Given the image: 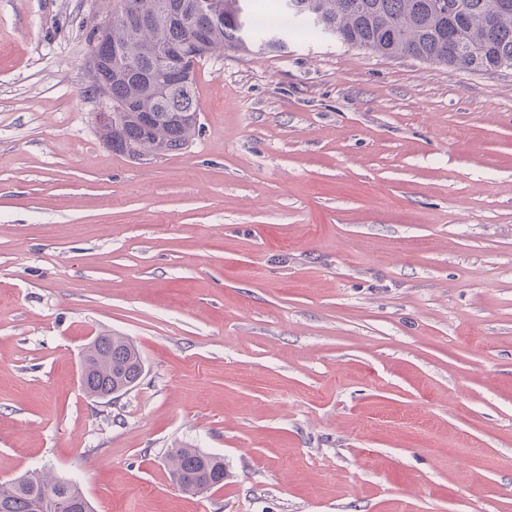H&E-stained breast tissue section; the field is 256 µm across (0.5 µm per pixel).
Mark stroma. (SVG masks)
Returning a JSON list of instances; mask_svg holds the SVG:
<instances>
[{
    "label": "stroma",
    "instance_id": "35a3bbf8",
    "mask_svg": "<svg viewBox=\"0 0 512 512\" xmlns=\"http://www.w3.org/2000/svg\"><path fill=\"white\" fill-rule=\"evenodd\" d=\"M105 0H0V482L94 512H512V68L296 38L196 68L188 147L100 139ZM130 337L140 384L81 389ZM223 457L181 491L165 461ZM80 368L85 394L112 400L139 385L145 373V362L133 340L105 331L86 344ZM111 392L114 397L109 395ZM167 466L172 480L188 493H201L224 483L223 457L204 452L199 448L180 446L171 448L167 455ZM0 512H93L80 489L50 472L33 470L0 482Z\"/></svg>",
    "mask_w": 512,
    "mask_h": 512
}]
</instances>
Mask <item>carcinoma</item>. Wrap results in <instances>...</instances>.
<instances>
[{
	"mask_svg": "<svg viewBox=\"0 0 512 512\" xmlns=\"http://www.w3.org/2000/svg\"><path fill=\"white\" fill-rule=\"evenodd\" d=\"M105 23L89 35L103 61L99 79L110 85L112 104L125 112H98L97 129L112 151L132 159L183 149L195 136L199 113L195 67L208 55L234 48L254 55L282 52L292 36L332 37L388 58L412 57L470 71L512 66V0H279L281 22L261 23L251 0H216L219 15L201 45L174 15L193 0H114ZM143 23L133 26L129 16ZM461 46L457 54L449 45ZM180 48L188 62L160 65L165 48ZM122 51L126 69L113 66ZM81 384L86 395L112 399L137 387L145 362L127 336L102 332L84 347ZM172 480L188 493L224 483V458L180 446L167 455ZM0 512H93L80 489L46 471L0 482Z\"/></svg>",
	"mask_w": 512,
	"mask_h": 512,
	"instance_id": "obj_1",
	"label": "carcinoma"
}]
</instances>
